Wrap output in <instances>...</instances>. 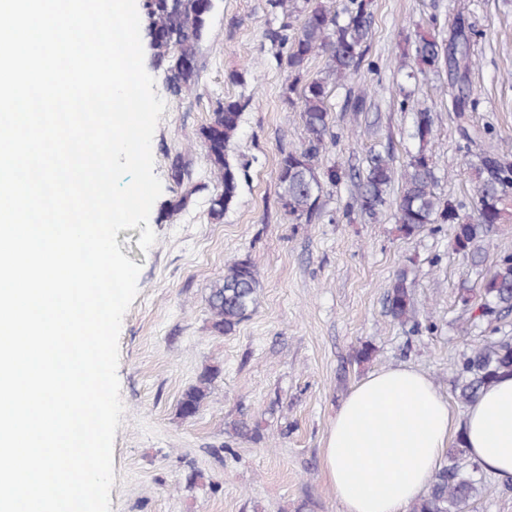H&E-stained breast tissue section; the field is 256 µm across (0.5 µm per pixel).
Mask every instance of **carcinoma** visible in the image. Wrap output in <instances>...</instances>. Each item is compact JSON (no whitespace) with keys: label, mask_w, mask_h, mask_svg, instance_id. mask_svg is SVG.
I'll use <instances>...</instances> for the list:
<instances>
[{"label":"carcinoma","mask_w":512,"mask_h":512,"mask_svg":"<svg viewBox=\"0 0 512 512\" xmlns=\"http://www.w3.org/2000/svg\"><path fill=\"white\" fill-rule=\"evenodd\" d=\"M268 0L272 15L302 14L300 24L288 33L290 24L283 22L267 31L277 56L285 59L288 69L284 98L294 104L299 100L300 116L306 130V141L299 149L284 151L278 163L276 194L281 209L289 218L310 219L319 206L323 184L341 180L336 169L325 170L319 162L327 143L335 140L331 129L329 98L331 93L356 74L367 53V37L371 23L368 0H348L341 10L331 9L321 0ZM140 21L146 26L153 59L166 65L170 78L178 87L194 89L199 69L183 66L187 59L198 57L213 0H142ZM479 36L465 19L456 17L448 42L417 27L414 40L416 70L407 73L414 79L428 71H445L450 88V106L455 113L459 134V149L468 153L481 146L474 170V193L470 212L450 197L434 192L435 163L427 151L434 137V116L426 109L414 113L412 137L419 148L408 155L401 169H395L393 157L372 153L359 176L358 206L369 219H377L386 207L388 192L395 179L401 189L396 202L395 221L398 231L411 237L431 224H449L452 234L449 247L466 260L481 276L479 290L462 286L459 302L463 312L478 310L476 319L490 327L492 336L471 349L460 361V377L455 386L459 402L467 405L480 392L504 375H512V334L498 326L512 314V252L488 254L483 244L490 241L503 223L512 201V158L485 144L487 132L470 124L468 116L471 90L468 74L472 67L471 43ZM324 58L318 75L302 80L310 60ZM247 102L226 98L217 103L202 125L197 138L216 174L217 185L210 197L208 214L219 223L237 197L244 164L230 155V146L240 130ZM171 180L182 186L191 181V170L181 154H176L169 167ZM259 280L249 258L235 261L224 270V277L215 282L208 296L212 315L211 330L220 335L230 334L253 311L257 304ZM479 303L473 304L474 296ZM389 315L403 325L413 320L415 309L408 271L402 269L386 291ZM216 372L207 368L199 384L189 387L180 401V413L195 416L206 396ZM479 465L471 460L462 437L448 450V463L433 476L426 494L412 505L411 512H460L483 488L475 479Z\"/></svg>","instance_id":"obj_1"}]
</instances>
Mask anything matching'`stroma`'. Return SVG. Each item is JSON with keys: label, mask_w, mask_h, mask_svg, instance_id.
<instances>
[{"label": "stroma", "mask_w": 512, "mask_h": 512, "mask_svg": "<svg viewBox=\"0 0 512 512\" xmlns=\"http://www.w3.org/2000/svg\"><path fill=\"white\" fill-rule=\"evenodd\" d=\"M368 51L358 75L333 91L335 145L321 164L342 174L324 184L311 221L281 210L276 177L281 151L301 147L299 106L283 97L286 68L265 37L266 0H215L198 56L199 95L175 92L165 67L145 62L166 108L152 140L163 186L149 225L157 240L141 250L140 229L118 232L122 253L139 264L138 295L119 335L118 378L124 413L116 430L111 512H342L323 463L331 419L351 389L384 367L406 365L452 396L462 355L480 344L486 325L461 333V286L476 287L469 265L448 249L450 227L403 237L394 206L371 222L356 205L359 172L370 152L395 163L416 152V109H429L435 136L434 191L470 202L473 172L459 149L446 76L407 79L401 53L417 25L447 39L455 16L480 36L472 46L470 122L488 128L512 155V0H373ZM241 82L229 81L231 71ZM367 90V109L347 111V91ZM411 98H403V91ZM242 98L232 151L245 165L239 193L223 222L208 202L213 169L196 133L218 101ZM182 154L192 172L188 207L169 216L164 200L179 188L168 170ZM250 257L261 284L257 308L231 334L212 333L206 297L224 269ZM414 288L417 325L387 312L386 289L400 268ZM371 362L357 363L362 342ZM216 370L198 414L179 413L183 393L204 369ZM260 436L239 435L238 422Z\"/></svg>", "instance_id": "1"}]
</instances>
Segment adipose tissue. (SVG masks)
Returning a JSON list of instances; mask_svg holds the SVG:
<instances>
[{
  "label": "adipose tissue",
  "instance_id": "ef3b65f1",
  "mask_svg": "<svg viewBox=\"0 0 512 512\" xmlns=\"http://www.w3.org/2000/svg\"><path fill=\"white\" fill-rule=\"evenodd\" d=\"M454 433L484 470L512 476V376L485 388L460 418L414 368L367 375L325 438L323 462L342 512H407L426 492Z\"/></svg>",
  "mask_w": 512,
  "mask_h": 512
}]
</instances>
